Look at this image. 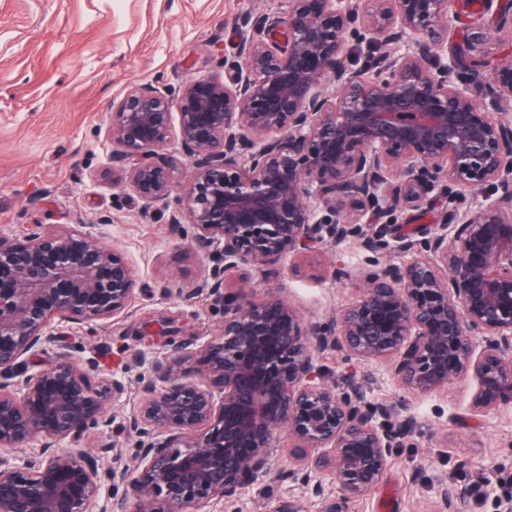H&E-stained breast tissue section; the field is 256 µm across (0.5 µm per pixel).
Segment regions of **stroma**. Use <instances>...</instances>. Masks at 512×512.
<instances>
[{
    "label": "stroma",
    "instance_id": "1",
    "mask_svg": "<svg viewBox=\"0 0 512 512\" xmlns=\"http://www.w3.org/2000/svg\"><path fill=\"white\" fill-rule=\"evenodd\" d=\"M286 8V0H0V235L13 238L34 224H85L134 267L128 314L73 324L62 335L77 359L127 385L104 432L128 466L137 448L126 415L145 375L135 352L187 344L182 369L196 375L222 316L207 296L189 295L211 274L206 255L184 229L142 217L113 171L112 106L134 84L174 85L221 72L244 18ZM370 259L348 242L289 255L280 274L254 278L251 293L258 300L279 294L304 320L323 323L358 299V276ZM340 263L351 279L335 278ZM315 365L330 383L349 374L365 379L367 401L416 419L413 433L391 449L379 483L348 500L346 512H440L445 485L458 494V512H500L512 499V400L476 409L478 384L470 376L416 394L390 362L359 363L340 351L316 354ZM104 432L89 429L84 447ZM293 447L280 430L271 473L241 490L233 512H272L288 496L319 512L318 499L289 474Z\"/></svg>",
    "mask_w": 512,
    "mask_h": 512
}]
</instances>
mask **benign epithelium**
I'll return each mask as SVG.
<instances>
[{
    "label": "benign epithelium",
    "instance_id": "benign-epithelium-1",
    "mask_svg": "<svg viewBox=\"0 0 512 512\" xmlns=\"http://www.w3.org/2000/svg\"><path fill=\"white\" fill-rule=\"evenodd\" d=\"M451 4L288 0L281 16L244 21L224 75L126 90L110 116L112 162L143 216L191 227L213 271L185 300L207 294L223 322L195 378L181 370V344L135 358L150 379L126 421L139 448L129 469L106 440L81 446L88 429L111 424L125 385L93 383L51 326L128 313L132 265L81 226L37 225L22 242L0 236V512L228 509L272 470L283 427L298 448L326 449L301 455L292 477L320 498V512H346L379 482L415 420L366 401L352 376L328 385L320 351L391 359L414 392L471 375L477 407L512 399V59L489 57L488 36L475 31L462 66L450 48ZM483 7L512 28L502 0ZM351 40L368 46L358 68L348 63ZM175 129L192 165L184 185L176 165L153 160ZM480 192L481 202L465 204ZM432 193L442 201L434 221L402 223ZM392 240L406 254L400 263L388 259ZM349 241L375 257L359 298L328 322L304 323L279 295L253 299L250 274ZM232 269L242 276L229 294ZM47 345L58 347L54 363L27 373ZM34 443L37 452L22 453ZM109 455L107 491L100 466ZM325 471L339 494L316 478Z\"/></svg>",
    "mask_w": 512,
    "mask_h": 512
}]
</instances>
